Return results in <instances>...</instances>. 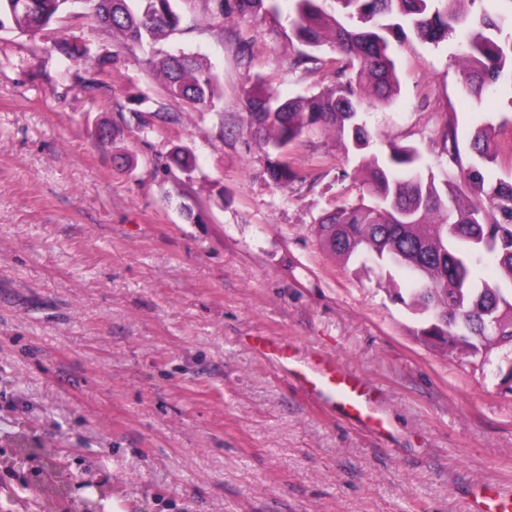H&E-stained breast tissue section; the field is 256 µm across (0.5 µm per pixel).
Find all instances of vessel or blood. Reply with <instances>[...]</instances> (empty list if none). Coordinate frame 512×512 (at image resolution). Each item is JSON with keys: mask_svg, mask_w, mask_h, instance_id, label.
Segmentation results:
<instances>
[{"mask_svg": "<svg viewBox=\"0 0 512 512\" xmlns=\"http://www.w3.org/2000/svg\"><path fill=\"white\" fill-rule=\"evenodd\" d=\"M251 346L272 357L287 379L294 381L308 398L329 406L337 419L355 420L367 430L384 433V420L372 403L368 385L359 376L321 355L298 358L284 339L255 336ZM473 512H512V506L502 499L496 487L489 485L478 490Z\"/></svg>", "mask_w": 512, "mask_h": 512, "instance_id": "b4317fda", "label": "vessel or blood"}]
</instances>
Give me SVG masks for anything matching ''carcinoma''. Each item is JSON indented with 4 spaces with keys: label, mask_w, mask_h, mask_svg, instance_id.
<instances>
[{
    "label": "carcinoma",
    "mask_w": 512,
    "mask_h": 512,
    "mask_svg": "<svg viewBox=\"0 0 512 512\" xmlns=\"http://www.w3.org/2000/svg\"><path fill=\"white\" fill-rule=\"evenodd\" d=\"M294 14V34L304 46L330 44L338 56L339 80L311 96L280 99L258 83L246 91V124L275 156V181L297 178L283 160L286 149L314 124L332 128L344 149L362 156L363 192L323 215L315 232L331 251L361 265L400 268L412 283L394 299L420 313L418 335L467 356L512 349V180L493 178L499 145L479 130L469 153L460 149L457 127L445 122L442 153L448 171L424 169L411 146L391 143L364 155L372 134L363 120L364 100L388 105L398 85L390 38L410 31L438 45L454 40L465 91L478 100L486 91L508 90L512 108V0H234L241 17L276 13L280 2ZM0 0V29L9 24L40 36L48 51L69 61H87L86 42L59 36L77 9L107 33L144 44L174 32L181 23L171 0ZM175 98L193 105L213 101L217 77L202 59L180 54L148 61ZM492 260L502 272L493 284L474 281Z\"/></svg>",
    "instance_id": "carcinoma-1"
}]
</instances>
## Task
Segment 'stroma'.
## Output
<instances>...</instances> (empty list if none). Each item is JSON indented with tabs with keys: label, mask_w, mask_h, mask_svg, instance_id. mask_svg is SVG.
Returning <instances> with one entry per match:
<instances>
[{
	"label": "stroma",
	"mask_w": 512,
	"mask_h": 512,
	"mask_svg": "<svg viewBox=\"0 0 512 512\" xmlns=\"http://www.w3.org/2000/svg\"><path fill=\"white\" fill-rule=\"evenodd\" d=\"M180 31L157 48L206 59L219 94L171 97L130 46L86 19L66 34L107 57L71 66L40 39L0 30V512H43L18 438L62 462L72 497L104 512H469L473 491L512 496V393L502 356L423 341L373 264L347 263L314 227L362 191L335 134L306 131L273 182L248 132L245 91L281 98L333 86L336 53L306 48L288 9L208 22L207 0H175ZM399 87L365 118L377 146H414L446 168L440 130L461 147L512 110L466 95L447 45L393 42ZM111 130L102 139V130ZM193 160L169 174L167 156ZM287 339L369 384L386 439L297 393L249 337Z\"/></svg>",
	"instance_id": "35a3bbf8"
}]
</instances>
